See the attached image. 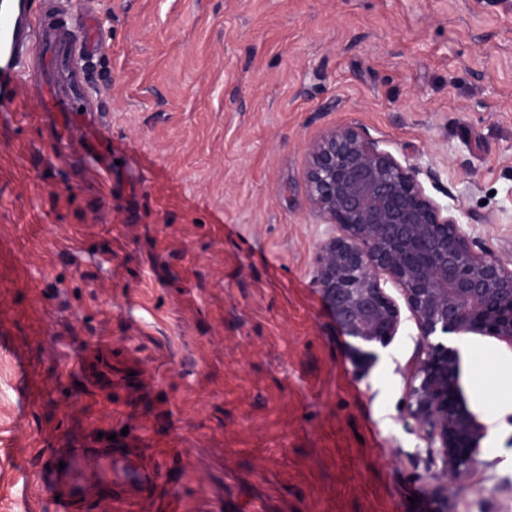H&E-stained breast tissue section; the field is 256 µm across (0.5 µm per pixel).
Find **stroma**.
Here are the masks:
<instances>
[{
    "instance_id": "35a3bbf8",
    "label": "stroma",
    "mask_w": 512,
    "mask_h": 512,
    "mask_svg": "<svg viewBox=\"0 0 512 512\" xmlns=\"http://www.w3.org/2000/svg\"><path fill=\"white\" fill-rule=\"evenodd\" d=\"M116 153L56 151L35 99L0 124V512H55L49 449L135 425L180 512H429L401 323L366 375L315 283L331 225L310 144L362 127L512 260V0H68ZM488 434L453 512H512V346L437 334ZM107 344L111 383L78 367ZM151 371L140 384L127 354Z\"/></svg>"
}]
</instances>
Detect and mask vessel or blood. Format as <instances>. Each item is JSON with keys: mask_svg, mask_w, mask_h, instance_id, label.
<instances>
[{"mask_svg": "<svg viewBox=\"0 0 512 512\" xmlns=\"http://www.w3.org/2000/svg\"><path fill=\"white\" fill-rule=\"evenodd\" d=\"M96 50L89 21L49 2L0 0V116H16L20 95L28 91L50 116L58 148L77 132L89 141L104 138L85 93L84 64ZM45 474L59 497L58 512H82L91 499L115 502L119 490L142 496L158 481L139 453L109 441L51 449Z\"/></svg>", "mask_w": 512, "mask_h": 512, "instance_id": "b4317fda", "label": "vessel or blood"}]
</instances>
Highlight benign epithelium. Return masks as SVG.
Instances as JSON below:
<instances>
[{"label": "benign epithelium", "instance_id": "obj_1", "mask_svg": "<svg viewBox=\"0 0 512 512\" xmlns=\"http://www.w3.org/2000/svg\"><path fill=\"white\" fill-rule=\"evenodd\" d=\"M307 193L337 234L320 245L316 283L352 346L357 371L378 360L400 311L384 291L405 295L421 343L408 367L415 416L442 461L432 512H451V489L466 480L487 427L467 404L456 349L430 341L440 331L482 333L512 344V268L473 250L452 216L366 131L339 126L309 148Z\"/></svg>", "mask_w": 512, "mask_h": 512}]
</instances>
